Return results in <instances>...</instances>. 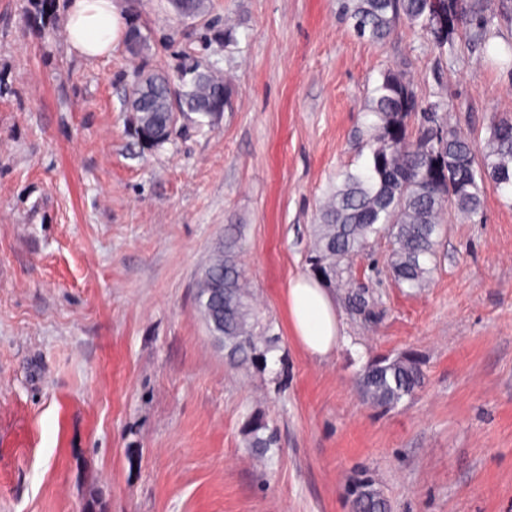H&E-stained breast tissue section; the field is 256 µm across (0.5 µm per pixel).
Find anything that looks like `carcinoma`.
<instances>
[{
    "label": "carcinoma",
    "instance_id": "carcinoma-1",
    "mask_svg": "<svg viewBox=\"0 0 512 512\" xmlns=\"http://www.w3.org/2000/svg\"><path fill=\"white\" fill-rule=\"evenodd\" d=\"M176 15L196 17L204 0H173ZM31 21L43 28L56 17L57 0H33ZM484 0H342L344 16L354 33L369 42H383L400 22L448 39L453 22H472L473 40L486 39ZM224 78L195 65L184 76H167L155 86V99L175 105L187 115L209 116L207 109L224 101ZM377 121L368 136L370 158L365 168L340 174L320 206L307 255L329 287L348 288L345 301L355 314L375 316L376 303L362 287L352 286L354 260L368 255L373 244L388 240L392 279L419 289L426 285L447 211L466 216L481 213L486 191L512 188V116L493 115L483 146L448 123L441 101L421 98L406 75L395 69L382 74L369 99ZM197 308L213 340L227 361L250 370L267 365V354L278 337L260 321L254 292L242 268L239 247L224 242L209 258L197 280ZM423 383V372L411 352L383 356L369 364L360 388L372 403L393 408L413 396ZM243 434L257 455L275 447V429L265 415H246ZM356 512H387L385 500L363 478L352 487Z\"/></svg>",
    "mask_w": 512,
    "mask_h": 512
}]
</instances>
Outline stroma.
Here are the masks:
<instances>
[{"instance_id": "stroma-1", "label": "stroma", "mask_w": 512, "mask_h": 512, "mask_svg": "<svg viewBox=\"0 0 512 512\" xmlns=\"http://www.w3.org/2000/svg\"><path fill=\"white\" fill-rule=\"evenodd\" d=\"M119 0L149 47L74 52L63 21L29 25L0 0V512H353L368 476L388 512H512V192L446 213L419 290L355 262L378 302L367 321L333 288L340 340L324 359L295 341L289 280L320 200L362 168L368 98L403 68L477 143L512 114V0H491L487 40L444 46L399 23L358 39L338 0ZM220 70L212 123L142 149L128 132L134 66ZM238 235L259 317L281 340L260 371L231 367L195 283ZM410 350L422 388L370 404L358 378ZM265 413L278 445L247 448ZM243 434L246 438L247 448L260 456L275 447L277 438L274 428L269 426L265 415L253 412L246 415L243 422Z\"/></svg>"}]
</instances>
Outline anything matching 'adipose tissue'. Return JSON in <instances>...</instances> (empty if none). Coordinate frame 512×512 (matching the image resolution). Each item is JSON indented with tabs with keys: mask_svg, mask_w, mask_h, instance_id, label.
<instances>
[{
	"mask_svg": "<svg viewBox=\"0 0 512 512\" xmlns=\"http://www.w3.org/2000/svg\"><path fill=\"white\" fill-rule=\"evenodd\" d=\"M72 48L80 55H110L124 37V17L116 0H72L65 19ZM288 317L294 337L309 355L329 356L339 341V323L331 295L308 276L291 279L286 290Z\"/></svg>",
	"mask_w": 512,
	"mask_h": 512,
	"instance_id": "ef3b65f1",
	"label": "adipose tissue"
}]
</instances>
